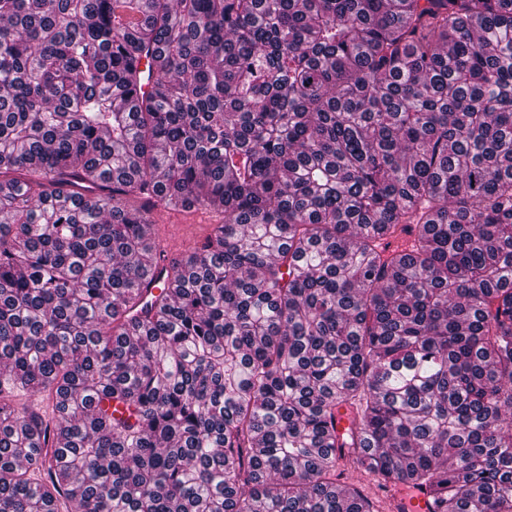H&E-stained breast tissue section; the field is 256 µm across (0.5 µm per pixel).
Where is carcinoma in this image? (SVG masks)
Here are the masks:
<instances>
[{
    "instance_id": "1",
    "label": "carcinoma",
    "mask_w": 512,
    "mask_h": 512,
    "mask_svg": "<svg viewBox=\"0 0 512 512\" xmlns=\"http://www.w3.org/2000/svg\"><path fill=\"white\" fill-rule=\"evenodd\" d=\"M158 205L224 223L144 309ZM355 471L512 512V0H0V512Z\"/></svg>"
}]
</instances>
